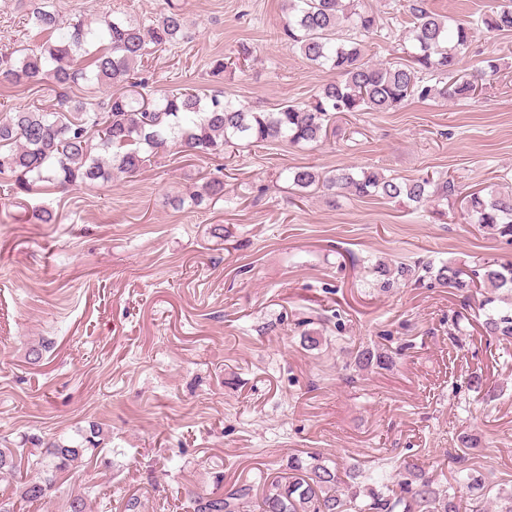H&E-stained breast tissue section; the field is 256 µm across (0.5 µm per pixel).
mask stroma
<instances>
[{
  "label": "stroma",
  "instance_id": "35a3bbf8",
  "mask_svg": "<svg viewBox=\"0 0 512 512\" xmlns=\"http://www.w3.org/2000/svg\"><path fill=\"white\" fill-rule=\"evenodd\" d=\"M37 3L0 0V49L40 43L23 25ZM52 3L65 19L146 22L167 7ZM178 3L187 36L145 56L151 93L182 83L270 111L336 78L281 40L285 0ZM361 4L390 26L371 40L372 59L394 58L399 0ZM224 57L233 65L213 78ZM486 58L501 71L473 98L340 114L316 145L162 152L131 177L18 199L0 175V448L25 455L30 437L71 439L93 425L106 437L96 463L58 475L28 512H66L78 494L91 512H116L132 493L143 512H193L217 477L257 482L313 453L363 482L410 463L444 487L460 453L486 482L511 481L512 340L484 333L478 294L434 283L382 292L373 272L380 261H512V244L468 223L461 203L512 183V33H479L460 68ZM308 164L450 177L457 192L407 208L295 187L287 169ZM215 176L223 198L189 202ZM42 210L51 223L36 220ZM377 347L395 352L393 365L358 369V353Z\"/></svg>",
  "mask_w": 512,
  "mask_h": 512
}]
</instances>
